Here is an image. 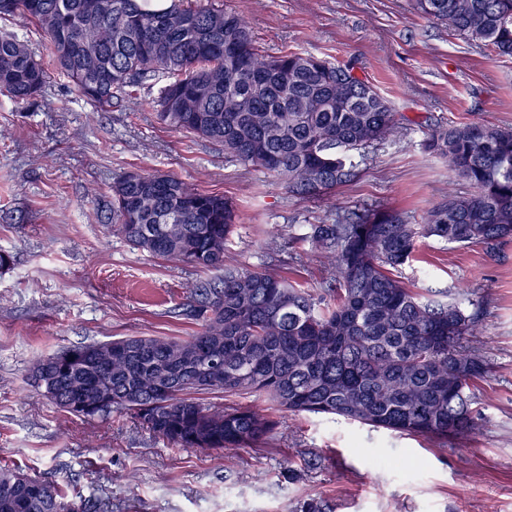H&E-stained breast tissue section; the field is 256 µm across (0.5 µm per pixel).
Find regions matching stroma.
I'll use <instances>...</instances> for the list:
<instances>
[{
	"label": "stroma",
	"mask_w": 512,
	"mask_h": 512,
	"mask_svg": "<svg viewBox=\"0 0 512 512\" xmlns=\"http://www.w3.org/2000/svg\"><path fill=\"white\" fill-rule=\"evenodd\" d=\"M211 2L243 17L266 53L355 62L402 129L353 151L354 181L302 199L221 146L159 124L151 101L164 79L140 85L136 102L96 111L56 71L36 29L6 21L36 50L49 82L30 106L0 96V248L14 257L0 270V466L59 483L97 512H300L313 498L333 512H512V240L456 247L430 239L402 269L410 287L447 291L484 312L469 344L492 370L476 392L473 432L447 443L277 411L265 447L190 452L129 416L76 417L31 386L32 366L58 349L198 329L178 309L218 273L113 235L111 186L122 173H174L223 194L238 212L227 260L315 288L330 261L299 241L303 225L366 209L420 223L448 194L471 191L446 159L423 151L426 129L484 122L512 130V59L422 15L415 0Z\"/></svg>",
	"instance_id": "1"
}]
</instances>
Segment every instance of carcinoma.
I'll return each instance as SVG.
<instances>
[{
  "instance_id": "cac0c4a2",
  "label": "carcinoma",
  "mask_w": 512,
  "mask_h": 512,
  "mask_svg": "<svg viewBox=\"0 0 512 512\" xmlns=\"http://www.w3.org/2000/svg\"><path fill=\"white\" fill-rule=\"evenodd\" d=\"M417 9L501 58H512V0H416ZM21 17L46 39L56 68L101 112L123 93L167 78L152 102L175 132L317 195L357 176L350 152L397 130L389 101L353 67L310 53L269 55L246 22L207 0H0V20ZM48 80L27 42L0 29V94L30 104ZM422 148L448 161L473 192L450 195L420 224L396 212L337 214L300 240L332 260L328 285L299 288L267 270L226 262L237 213L221 194L173 173H125L112 185V231L132 248L221 272L197 285L188 338L126 336L59 349L30 370L33 386L86 419L129 414L171 448H258L277 428L251 404L262 398L400 435L458 438L472 430L474 388L490 372L466 345L479 315L428 299L400 270L434 239L458 246L512 240V130L436 125ZM65 359L52 390L42 364ZM0 512H87L53 484L0 467Z\"/></svg>"
}]
</instances>
